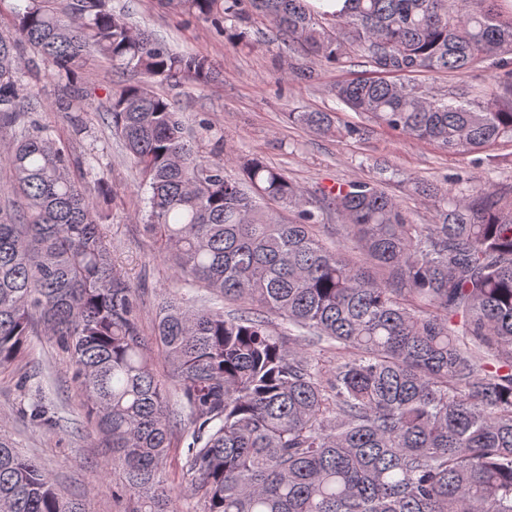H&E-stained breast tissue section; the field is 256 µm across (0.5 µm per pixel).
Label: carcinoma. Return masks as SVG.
Masks as SVG:
<instances>
[{"instance_id": "1", "label": "carcinoma", "mask_w": 512, "mask_h": 512, "mask_svg": "<svg viewBox=\"0 0 512 512\" xmlns=\"http://www.w3.org/2000/svg\"><path fill=\"white\" fill-rule=\"evenodd\" d=\"M0 34V155L12 176L0 202V372L19 366L34 331L66 353L101 456L123 470L136 512H174L162 479L188 441L185 493L203 512H512V203L493 186L415 183L431 202L417 224L381 180H350L322 205L258 158H197L174 104L148 80L207 85L205 56L174 51L105 0H24ZM195 19L220 16L231 41L253 16L288 52L376 73L336 83V99L386 129L456 154L512 142V12L503 0H161ZM96 53L123 78L107 112L147 193L145 229L173 270L154 336L139 294L112 261L93 199L72 159L32 119L43 103L27 77L39 56L63 85L51 108L81 112L79 72ZM507 67L475 95L401 81L420 72ZM318 132L328 112H290ZM297 210L284 221L260 200ZM346 243L317 230L322 209ZM243 306L190 303L180 286ZM326 345L336 360L287 347ZM167 361L154 371L150 344ZM56 430L42 400L23 410ZM0 512H86L0 431Z\"/></svg>"}]
</instances>
